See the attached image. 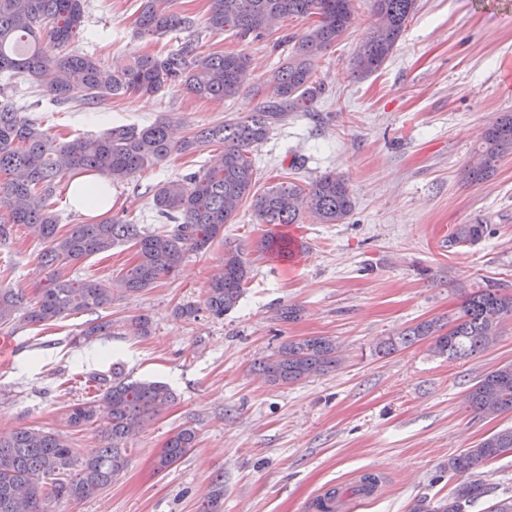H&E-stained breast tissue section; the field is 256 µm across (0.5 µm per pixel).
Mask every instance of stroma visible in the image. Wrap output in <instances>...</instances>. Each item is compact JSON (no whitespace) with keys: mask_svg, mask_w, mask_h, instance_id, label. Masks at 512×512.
Segmentation results:
<instances>
[{"mask_svg":"<svg viewBox=\"0 0 512 512\" xmlns=\"http://www.w3.org/2000/svg\"><path fill=\"white\" fill-rule=\"evenodd\" d=\"M142 0H89L85 37L72 49L123 65L133 56L168 50L173 35L141 37L135 20ZM376 22L372 0H356L344 36L323 52L317 77L323 94L313 114L291 113L252 153L256 187L305 185L327 172L349 180L355 208L343 224L305 221L288 228L302 248L279 263L257 251L267 232L242 207L223 238L188 252L179 271L140 293L114 297L102 308L44 325L24 320L1 326L14 340L0 356V430L63 431L79 457L104 440L93 429L65 431L64 409L97 396L87 380L122 367L134 380L168 384L176 400L131 440L123 475L90 500L52 503L51 512H200L213 480L224 481L222 512H310L311 501L340 488L339 512H410L415 500L448 497L461 475L448 459L494 432L512 427V413L481 417L465 406L469 389L489 370L512 362V319L496 344L451 360L417 342L391 355L379 342L424 320L454 319L462 289L493 280L512 292V155L487 181L466 172L487 123L512 112V84L501 74L512 62V0H418L392 55L364 80L352 59ZM311 26L292 18L263 39L198 27L206 53L243 52L251 82L263 81ZM32 113L63 140L96 136L115 124L147 125L170 118L175 139L220 122H234L259 103L252 92L224 101L181 89L131 94L89 109L60 105L39 94ZM220 147L172 154L134 178L113 185V213H127L154 230L158 185L209 167ZM486 224L472 245H449L460 224ZM239 249L251 274L237 307L217 319L202 305L225 248ZM40 244L22 224L0 242V288L35 296L49 276ZM123 244L73 266L71 275L108 281L130 264ZM199 305L197 318L176 314ZM300 308L297 321L279 318ZM151 320V333L131 331L133 317ZM108 320L112 333L81 340L90 322ZM307 336L333 339L338 370L272 386L254 369L280 345ZM196 432V446L173 468L154 469L157 453L177 429ZM490 502L512 496V453L481 467ZM376 474L370 496L359 479Z\"/></svg>","mask_w":512,"mask_h":512,"instance_id":"1","label":"stroma"}]
</instances>
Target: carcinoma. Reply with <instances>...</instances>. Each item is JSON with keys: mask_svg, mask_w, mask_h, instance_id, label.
Segmentation results:
<instances>
[{"mask_svg": "<svg viewBox=\"0 0 512 512\" xmlns=\"http://www.w3.org/2000/svg\"><path fill=\"white\" fill-rule=\"evenodd\" d=\"M356 0H210L206 28L231 30L241 39L272 33L287 18L317 17L283 64L267 80L256 110L244 119L203 129L181 141L173 138L169 121L147 126L114 125L95 137L64 142L47 134L25 115L34 103L16 98L27 84L56 102L95 105L130 93L156 94L180 87L200 99L226 100L246 89L250 59L243 53L200 51L194 17L169 9L170 0H144L137 18L145 36L184 33L186 38L165 54H141L111 69L99 58L67 50L84 23L86 0H0V209L7 224H24L40 240L37 258L51 272L47 284L29 301L14 288H0V326L21 317L31 324L52 322L72 313L112 303L116 295H132L177 271L189 251H203L224 232L247 204L261 224L271 228L258 242L261 254L286 260L301 245L284 231L305 217L316 224H342L355 203L348 180L327 172L308 185L290 183L254 190L251 152L288 115L313 104L323 91L316 80V62L348 29ZM375 26L353 57L355 76L365 79L386 63L402 36L417 0H372ZM223 146L221 158L205 170L159 185L153 194V221L163 230L145 232L134 221L116 214L92 224H69L50 209L56 185L75 172L96 173L110 184L122 183L172 153L212 144ZM512 154V113L502 112L481 132L477 161L467 179L490 178L497 163ZM481 224H461L448 243H474ZM129 242L135 261L110 282L73 278L66 270L81 260ZM250 263L227 247L221 268L209 281L205 309L222 318L244 292ZM457 316L449 324L425 320L385 339L379 353L391 354L417 342L430 341L434 353L450 359L474 356L493 346L503 322L512 318V293L488 281L462 291ZM342 363L334 340L310 336L283 344L258 363V373L272 385L304 381L337 369ZM99 395L75 403L65 413L69 427L99 425L107 444L78 461L64 436L44 429L21 427L0 433V512H49L52 502H80L98 494L125 471L126 444L174 398L164 383L130 381L119 368L112 377L96 375ZM467 407L479 416L512 412V363L487 372L469 390ZM196 434L180 428L155 457L163 472L195 447ZM512 451V427L503 428L464 452L448 458V471L468 474L450 497L418 500L412 512H468L487 496L477 469ZM223 482L216 479L201 512H220Z\"/></svg>", "mask_w": 512, "mask_h": 512, "instance_id": "obj_1", "label": "carcinoma"}]
</instances>
